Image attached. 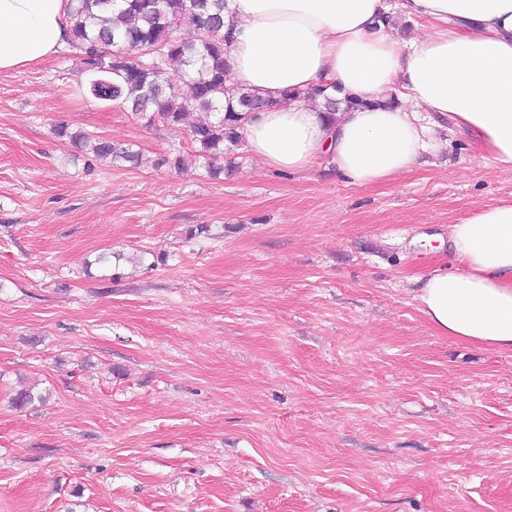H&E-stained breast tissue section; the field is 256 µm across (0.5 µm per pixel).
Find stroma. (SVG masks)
I'll use <instances>...</instances> for the list:
<instances>
[{"label": "stroma", "mask_w": 512, "mask_h": 512, "mask_svg": "<svg viewBox=\"0 0 512 512\" xmlns=\"http://www.w3.org/2000/svg\"><path fill=\"white\" fill-rule=\"evenodd\" d=\"M85 80L61 49L0 73V512H512V351L429 326L449 251L412 244L512 202V170L435 115L388 182L242 146L214 179ZM112 251L144 261L116 278ZM54 134L61 140H68L80 151L91 154L96 160H110L120 165L125 163L134 168H140L146 163L143 154L134 150L130 144L114 143L85 132H71L64 124L57 125Z\"/></svg>", "instance_id": "1"}]
</instances>
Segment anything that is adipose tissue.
<instances>
[{
    "label": "adipose tissue",
    "mask_w": 512,
    "mask_h": 512,
    "mask_svg": "<svg viewBox=\"0 0 512 512\" xmlns=\"http://www.w3.org/2000/svg\"><path fill=\"white\" fill-rule=\"evenodd\" d=\"M420 33L400 41L379 17L384 0H227L232 83L276 99L247 114L249 153L279 172L328 158L347 183L408 172L426 150L418 111L468 130L494 163L512 169V0H400ZM67 0H0V72L40 63L68 36ZM365 101L325 112L313 88ZM299 99L280 103L284 91ZM453 267L425 274L420 310L443 336L512 351V203L448 227Z\"/></svg>",
    "instance_id": "ef3b65f1"
}]
</instances>
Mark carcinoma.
I'll use <instances>...</instances> for the list:
<instances>
[{"instance_id":"cac0c4a2","label":"carcinoma","mask_w":512,"mask_h":512,"mask_svg":"<svg viewBox=\"0 0 512 512\" xmlns=\"http://www.w3.org/2000/svg\"><path fill=\"white\" fill-rule=\"evenodd\" d=\"M225 0H68L66 43L88 74L84 94L128 109L151 125H188L197 158L212 176L224 171V151L242 141V113L271 106L249 88L228 86L224 69ZM180 73L172 82L170 72ZM59 139L97 160L134 168L143 154L64 124Z\"/></svg>"}]
</instances>
